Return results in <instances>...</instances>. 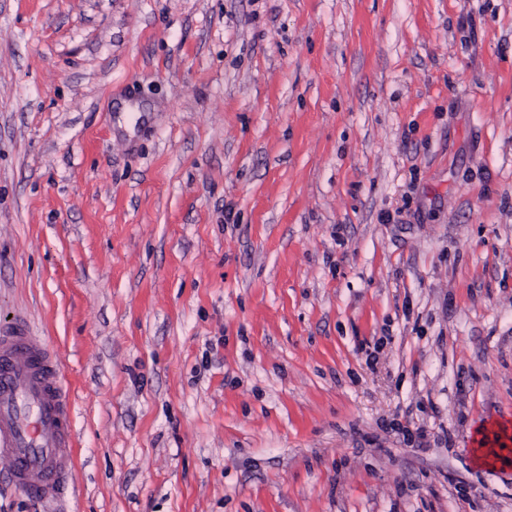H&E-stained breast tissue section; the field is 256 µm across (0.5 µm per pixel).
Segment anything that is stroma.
I'll return each mask as SVG.
<instances>
[{
  "label": "stroma",
  "mask_w": 512,
  "mask_h": 512,
  "mask_svg": "<svg viewBox=\"0 0 512 512\" xmlns=\"http://www.w3.org/2000/svg\"><path fill=\"white\" fill-rule=\"evenodd\" d=\"M18 319L75 455L0 512H512V0H0Z\"/></svg>",
  "instance_id": "35a3bbf8"
}]
</instances>
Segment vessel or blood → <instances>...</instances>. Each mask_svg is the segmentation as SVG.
<instances>
[{"label": "vessel or blood", "mask_w": 512, "mask_h": 512, "mask_svg": "<svg viewBox=\"0 0 512 512\" xmlns=\"http://www.w3.org/2000/svg\"><path fill=\"white\" fill-rule=\"evenodd\" d=\"M74 423L59 362L45 338L19 320L0 331V457L11 481L32 500L69 487Z\"/></svg>", "instance_id": "obj_1"}]
</instances>
